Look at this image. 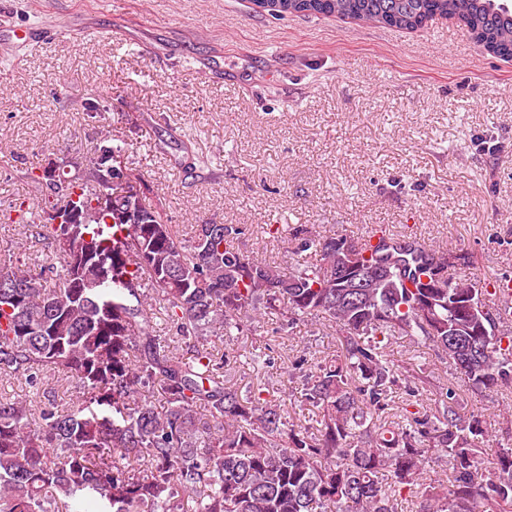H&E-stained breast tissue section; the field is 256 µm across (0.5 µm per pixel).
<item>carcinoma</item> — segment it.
Instances as JSON below:
<instances>
[{
	"mask_svg": "<svg viewBox=\"0 0 512 512\" xmlns=\"http://www.w3.org/2000/svg\"><path fill=\"white\" fill-rule=\"evenodd\" d=\"M259 13L336 15L405 30L437 16L460 15L493 55L512 58V10L499 0H263ZM105 161L27 172L36 212L55 246L34 276L23 253L0 267V370L39 391L48 370L75 382L81 403L70 412L0 396V512H396L397 498H417L416 512H512V450L478 478L482 422L459 411L450 388L426 410L415 400L425 379L388 421L400 370L396 337L435 347L477 391L512 390V285L451 272L466 257L452 247L383 233L378 244L295 228L288 264L235 245L240 230L200 224L179 238L160 204L146 202L142 176L122 149L112 156V184L128 189L134 217L118 223L94 182ZM73 168L74 172L67 171ZM78 210L80 223L54 216ZM112 254V287L79 288L98 278L97 258ZM371 272L369 288H342L341 269ZM289 327L319 324L335 332L339 354L312 369L305 400L317 426H285L258 393L241 398L215 373L204 341L234 336L256 318L257 304ZM163 315L192 342L179 352L152 333ZM156 384L166 405L136 400ZM448 455L450 476L420 482L429 450Z\"/></svg>",
	"mask_w": 512,
	"mask_h": 512,
	"instance_id": "cac0c4a2",
	"label": "carcinoma"
}]
</instances>
